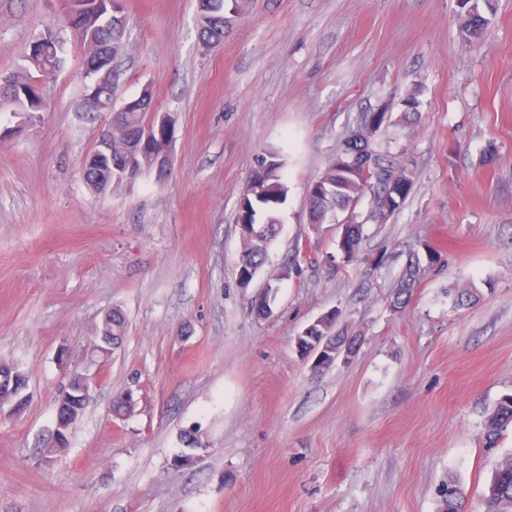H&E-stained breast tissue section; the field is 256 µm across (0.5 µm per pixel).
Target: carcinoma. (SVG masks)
Here are the masks:
<instances>
[{"instance_id":"carcinoma-1","label":"carcinoma","mask_w":512,"mask_h":512,"mask_svg":"<svg viewBox=\"0 0 512 512\" xmlns=\"http://www.w3.org/2000/svg\"><path fill=\"white\" fill-rule=\"evenodd\" d=\"M75 10L69 17H61L58 24L45 28L28 46L26 65L22 71L11 76V85L0 91V96L11 102L13 114L34 120L43 111L42 91L36 89L40 83L50 79L60 69L62 37L60 33L70 31L83 44L97 46L103 54L88 60L87 69L92 75L112 61L125 45L126 23L112 19V14L95 6L96 0H74ZM247 0H198V25L200 39L205 45L219 42L231 19L243 14ZM488 25L487 18L477 8L467 11L462 32L468 38L479 37ZM139 105L134 109L117 112L107 130V143L112 156L99 149L88 153L82 163L83 178L94 191H103L114 182L132 181L154 169L156 151L161 146L159 137L166 135L165 129L153 132V141L141 147V162L138 171L127 176L112 173L110 160L125 155L131 143L145 127L152 111L153 95L150 87L142 88ZM284 163L280 155L269 151L257 160L246 188L256 187L255 194L244 192L238 202V224L242 251L237 266L238 285L247 288L266 266L268 248L276 236V209L287 198V186L283 178ZM413 180L405 171L394 166L391 160L377 152L372 139L353 136L345 139L335 157L308 189L309 223L317 230L323 224L335 220L336 213L346 211L350 205L369 195L372 197L375 216L385 219L382 210L391 204V212L398 211L413 190ZM364 237V225L358 221L348 222L341 246L357 254ZM431 263L435 251L426 248L425 257L414 253L403 271L400 287L395 292L391 307L402 308L412 297L418 281L422 260ZM126 330L123 314L114 310L99 326L102 336L122 341ZM512 427V393L503 395L486 415L483 423V442L489 449L498 447L503 433ZM442 512H467L465 499L458 483L448 480V496L442 499ZM480 512H512V454L496 467L491 480L485 485L480 501Z\"/></svg>"}]
</instances>
